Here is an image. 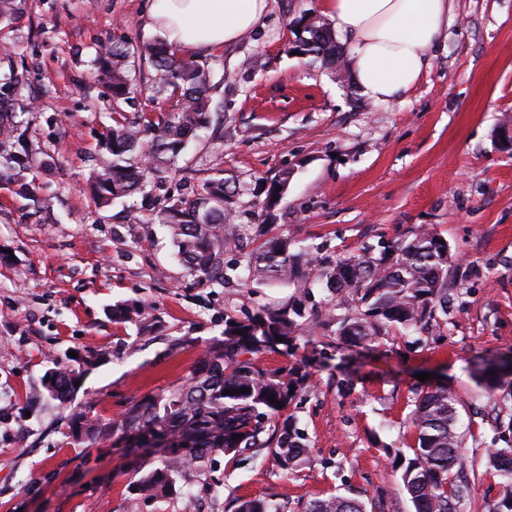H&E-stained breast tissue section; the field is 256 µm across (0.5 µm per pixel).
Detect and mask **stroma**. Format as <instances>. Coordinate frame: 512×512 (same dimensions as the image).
Instances as JSON below:
<instances>
[{"label":"stroma","mask_w":512,"mask_h":512,"mask_svg":"<svg viewBox=\"0 0 512 512\" xmlns=\"http://www.w3.org/2000/svg\"><path fill=\"white\" fill-rule=\"evenodd\" d=\"M149 0H19L0 23V126L29 142L23 175L33 194L0 179V512H126L134 473L109 445L63 441L66 409L36 399L44 373L70 353H97L83 389L116 417L134 400L185 381L224 315L303 299L309 292L269 283L223 288L192 274L160 226L166 206L196 198L215 169L240 189L238 224L261 223L256 183L292 173L276 210L275 233L305 241L320 256L392 240L426 226L457 256V280L436 335L390 333L375 352L342 348L330 321L303 325L288 352L260 357L270 369L308 362L310 388L285 409L312 448L305 465L281 475L272 455L221 453L186 482L200 512H231L257 498L305 512L339 493L412 512L389 449L413 443L409 414L419 374L456 392L466 463H479L496 436L493 419L512 400L478 386L475 367L512 350V151L497 130L512 117V0H453L448 30L429 52L419 82L391 101L363 94L294 55L293 19L321 0H269L262 22L236 43L200 56L216 109L189 140L162 185L94 204L88 178L99 135L115 113L158 116L172 103L154 97L153 70L135 63L128 100L113 102L94 79L102 46L158 41ZM140 299L161 320L142 336L113 322L110 306ZM224 487L211 497L207 486Z\"/></svg>","instance_id":"obj_1"}]
</instances>
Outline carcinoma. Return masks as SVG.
Returning a JSON list of instances; mask_svg holds the SVG:
<instances>
[{
	"instance_id": "carcinoma-1",
	"label": "carcinoma",
	"mask_w": 512,
	"mask_h": 512,
	"mask_svg": "<svg viewBox=\"0 0 512 512\" xmlns=\"http://www.w3.org/2000/svg\"><path fill=\"white\" fill-rule=\"evenodd\" d=\"M304 14L291 23L300 29L296 40L309 42L303 57L324 64L336 62V32L318 20L315 28L304 25ZM125 41L110 43L97 62L95 77L112 93L113 101L125 100L133 90L130 58ZM144 57L154 69L155 95L176 98L173 108L158 121L145 116L153 141L142 143L140 123L122 120L101 136V157L94 173V199L106 206L112 200L146 192L150 175L176 163L188 138L210 122L213 110L210 75L198 64L182 58L165 42L151 44ZM291 172L283 170L264 184L262 223L244 224L255 229L257 248L244 254L243 263L224 265V251L239 246L240 237L228 231L236 213L237 189L218 170L188 202L174 204L161 222L177 247L178 261L189 271L214 285L276 282L306 288L319 282L333 294L325 315L336 320L338 339L350 346L374 349L391 330L421 333L439 325L438 314H448V278L454 260L448 244L437 233L418 230L397 239L376 253L363 247L356 253L319 258L308 245L286 236L272 235L275 208L288 188ZM345 312L333 315V310ZM112 321L133 323L140 334L152 332L158 323L148 306L137 301L112 305ZM306 308L301 300L272 305L243 319L224 313L223 337L212 339L202 351L190 377L167 393L132 402L115 418L96 411L87 397L77 399L82 380L81 364L56 361L46 370L40 398L66 405L67 443L85 448L105 443L122 444L129 453L137 448H162L159 463L146 465L136 458L133 471L139 478L128 484V508L138 501L167 496L187 509L195 494L178 485L189 468H202L215 453L239 455L266 448L284 473L299 465L308 453L307 437L291 417H282L277 403L288 404L291 388H300L309 374L300 367L267 370L258 356L290 347L303 325ZM282 342H277V339ZM497 362L483 363L480 384L491 394L512 397V377L498 374ZM248 392H240L241 388ZM275 402H269V395ZM410 424L414 444L411 456L395 453L404 490L415 512H457L470 491L466 462L460 454L463 440L457 432L459 399L445 384L414 392ZM273 423L272 435L263 440L264 422ZM240 434L242 438L233 439ZM485 473L499 478L500 493L488 512H512V446L487 452ZM235 512H283L263 499H239ZM306 512H367L366 504L353 497L330 495L309 502Z\"/></svg>"
}]
</instances>
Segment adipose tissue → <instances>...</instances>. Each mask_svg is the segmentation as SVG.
I'll return each instance as SVG.
<instances>
[{
	"label": "adipose tissue",
	"mask_w": 512,
	"mask_h": 512,
	"mask_svg": "<svg viewBox=\"0 0 512 512\" xmlns=\"http://www.w3.org/2000/svg\"><path fill=\"white\" fill-rule=\"evenodd\" d=\"M268 0H151L153 29L181 54L219 50L255 28ZM336 34L352 48L364 94L390 101L410 90L429 65L452 0H325Z\"/></svg>",
	"instance_id": "1"
}]
</instances>
